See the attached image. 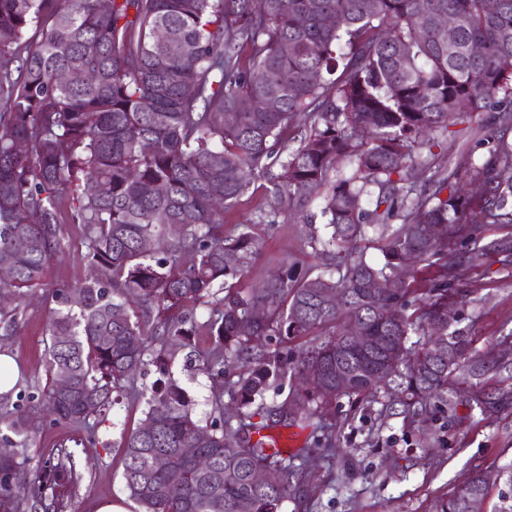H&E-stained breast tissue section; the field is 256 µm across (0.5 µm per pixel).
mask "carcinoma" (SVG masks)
Returning <instances> with one entry per match:
<instances>
[{
    "instance_id": "1",
    "label": "carcinoma",
    "mask_w": 512,
    "mask_h": 512,
    "mask_svg": "<svg viewBox=\"0 0 512 512\" xmlns=\"http://www.w3.org/2000/svg\"><path fill=\"white\" fill-rule=\"evenodd\" d=\"M0 0V266L14 277L0 290L23 297L41 285L64 250L61 204L84 228L87 262L99 277L53 293L47 330L49 384L36 401L56 423L86 424L117 403L137 372L159 373L141 425L121 441L125 491L140 512H282L293 476L284 453L261 436L267 423L246 422L252 407L288 423L305 404L362 396L387 385L382 360L393 352L405 371L393 390L416 417L432 400L458 405L455 386L470 384L468 401L484 418L512 408V388L487 389L491 373L512 378V359H490L473 348L460 316L438 332L437 307L467 303L473 255L512 258V235L487 243L472 224H512V0ZM336 16L337 25L323 19ZM456 24L448 49L441 17ZM479 43L482 54L469 46ZM96 47L87 51V45ZM61 70L96 73V81L61 86ZM274 95L272 111L246 103ZM498 115L488 155L471 165L480 192L455 181L448 152H432L464 112ZM236 113L227 123L224 115ZM31 142L25 154L16 141ZM429 151L430 176L407 178L413 150ZM275 223L278 208H303L314 198L331 228L339 279L284 265L276 279L251 288L244 276L257 255L248 225L224 234V212L255 182ZM160 185L161 194L146 188ZM377 190L375 208L363 198ZM400 227L386 236L383 261H366L364 226ZM446 240L430 241L434 225ZM19 236L36 247L14 249ZM162 237L160 257L143 241ZM466 239L472 256L453 245ZM417 252L421 268L405 267ZM403 276L395 296L372 297L374 278ZM212 306L205 329L214 341L201 370L233 374L213 394L211 421L192 416L185 390L171 377L178 348L195 347L196 306ZM376 337L373 349L336 362V345L352 323ZM447 337L455 360L433 363L435 336ZM426 340L413 347L410 336ZM304 340L296 362L288 348ZM421 360L417 372L407 367ZM315 364L321 382L307 383L294 406L265 408L264 395L300 379ZM71 389L62 392L58 373ZM237 422L224 417V394ZM42 423L15 409L0 415V443L25 448ZM195 448L200 468L182 453ZM167 456L164 470L155 455ZM66 447L33 474L15 452L0 461V503L8 512H66L81 473ZM268 480L254 482L257 469ZM471 491L487 494L479 473L448 498L443 512H464Z\"/></svg>"
}]
</instances>
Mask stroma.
<instances>
[{
	"label": "stroma",
	"instance_id": "obj_1",
	"mask_svg": "<svg viewBox=\"0 0 512 512\" xmlns=\"http://www.w3.org/2000/svg\"><path fill=\"white\" fill-rule=\"evenodd\" d=\"M457 129L448 140V153L462 171L468 160L486 155L491 142L483 137L486 116L466 118ZM266 208L264 193L258 190L224 215L225 233L250 224L258 236V254L245 276L247 283L263 285L286 261L313 275L336 273L334 257L321 246L328 234L322 222L307 224L286 210L275 223L263 224L259 218ZM63 233V256L49 266L41 285L27 293L16 311L14 334L0 335V352H9L20 367L17 388L21 391L32 392L46 383V326L54 306L53 291L95 275L84 258L82 227L67 223ZM473 278L476 291L464 308L465 323L477 351L495 356L512 349V272L494 262L487 268L477 267ZM170 372L186 391L194 416L207 420L219 379L188 362L182 350L176 351ZM155 379L152 373L136 376L137 398L122 400L94 419L96 444L78 448L82 479L71 512H97L104 502L126 500L119 442L139 426L146 410L140 393ZM323 415L336 424L332 455L324 450L323 431L314 428L311 420L288 424L296 447L307 452L313 479L304 496L284 503V512H442L449 496L478 472L487 477L490 488L481 512H498L504 499L512 497V411L483 420L470 416L461 405L456 417L435 411L418 421L403 414L401 406L381 391L364 398L338 397ZM87 432L81 425L45 423L25 451L29 470H37L57 448L74 447Z\"/></svg>",
	"mask_w": 512,
	"mask_h": 512
}]
</instances>
